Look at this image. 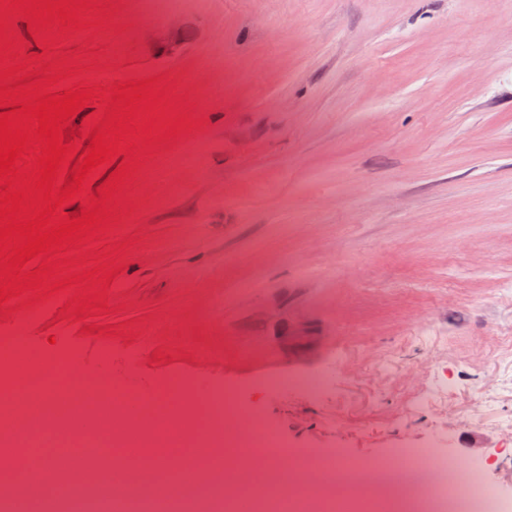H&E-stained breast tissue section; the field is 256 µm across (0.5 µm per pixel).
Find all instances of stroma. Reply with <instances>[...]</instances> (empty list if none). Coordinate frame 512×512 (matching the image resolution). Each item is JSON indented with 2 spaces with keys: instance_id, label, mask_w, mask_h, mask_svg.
I'll use <instances>...</instances> for the list:
<instances>
[{
  "instance_id": "1",
  "label": "stroma",
  "mask_w": 512,
  "mask_h": 512,
  "mask_svg": "<svg viewBox=\"0 0 512 512\" xmlns=\"http://www.w3.org/2000/svg\"><path fill=\"white\" fill-rule=\"evenodd\" d=\"M98 0L111 28L9 16L17 90L87 73L157 78L191 126L116 154L120 219L91 229L74 286L24 290L0 333L147 394L230 384L293 449L384 462L435 444L512 498V0ZM66 58L47 81L37 58ZM98 100L64 124L87 152ZM114 262L106 305L86 274ZM90 312H82V304ZM322 377L318 391L264 386ZM451 405L418 404L437 380Z\"/></svg>"
}]
</instances>
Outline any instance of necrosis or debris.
<instances>
[{
  "label": "necrosis or debris",
  "instance_id": "obj_1",
  "mask_svg": "<svg viewBox=\"0 0 512 512\" xmlns=\"http://www.w3.org/2000/svg\"><path fill=\"white\" fill-rule=\"evenodd\" d=\"M58 382L52 373L19 376L9 363L0 361V414L11 420L9 427L0 428V443L27 439L48 454L60 448L87 447L93 445V435L76 428L51 423L30 427L31 410L47 403L74 401L92 415L110 408L116 428L103 455L109 460L123 457L124 485L113 491L91 488L49 469L24 465L0 484V512H12L16 494L48 483L56 485L58 493L46 504L45 512H64L68 498L75 493L86 501L88 512H152L162 495L172 512H238L246 497L253 502V512H448L452 505L462 512H512V500L482 487L466 497L449 495L444 472L425 490H413L397 499L366 496L363 486L376 481L370 472L364 474L359 488L315 481L308 453L288 450L272 430L247 435L236 428L242 408L232 388L206 395L191 384L166 381L156 388L153 399L146 401L138 393L108 382L99 372L69 380L63 390ZM216 424L223 425L224 439L206 459L195 463V483H184L175 471L159 477L155 469L159 455L175 444L205 447L207 429ZM170 429L178 432V443L167 438Z\"/></svg>",
  "mask_w": 512,
  "mask_h": 512
}]
</instances>
